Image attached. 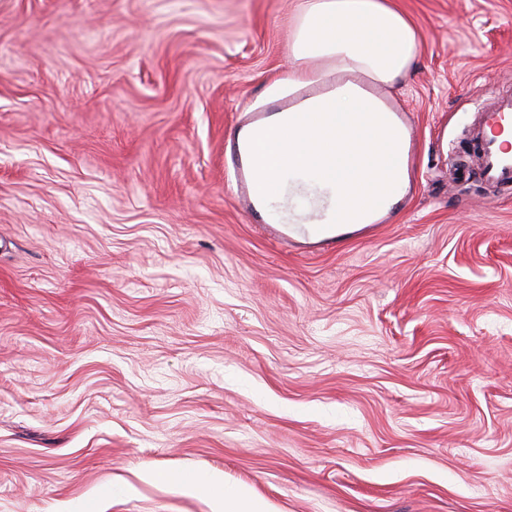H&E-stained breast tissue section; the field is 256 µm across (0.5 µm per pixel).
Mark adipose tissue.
Wrapping results in <instances>:
<instances>
[{"mask_svg":"<svg viewBox=\"0 0 512 512\" xmlns=\"http://www.w3.org/2000/svg\"><path fill=\"white\" fill-rule=\"evenodd\" d=\"M416 26L390 0H309L291 45L292 79L311 61L331 63L336 88L306 99L288 126L263 149L258 170L275 207L271 219L287 218L298 239H338L355 226L345 216L372 223L406 193L409 173L401 164L408 135L383 99L366 84L388 86L409 69L417 48ZM152 480L175 487H203L194 478L156 471ZM218 512H272L246 489L205 485Z\"/></svg>","mask_w":512,"mask_h":512,"instance_id":"obj_1","label":"adipose tissue"}]
</instances>
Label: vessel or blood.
Segmentation results:
<instances>
[{
    "label": "vessel or blood",
    "mask_w": 512,
    "mask_h": 512,
    "mask_svg": "<svg viewBox=\"0 0 512 512\" xmlns=\"http://www.w3.org/2000/svg\"><path fill=\"white\" fill-rule=\"evenodd\" d=\"M275 112H256L246 121L247 129L258 133V139H273L280 129ZM512 131V94L495 96L490 105L478 112L472 132L477 152V177L494 186L512 187V151L498 138ZM257 141L234 135L227 140L224 158L230 164L237 187L247 209L255 219H262L267 190L256 171Z\"/></svg>",
    "instance_id": "1"
}]
</instances>
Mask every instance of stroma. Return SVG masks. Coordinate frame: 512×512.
Instances as JSON below:
<instances>
[{
  "label": "stroma",
  "instance_id": "35a3bbf8",
  "mask_svg": "<svg viewBox=\"0 0 512 512\" xmlns=\"http://www.w3.org/2000/svg\"><path fill=\"white\" fill-rule=\"evenodd\" d=\"M417 159L332 244L254 223L224 140L296 95L305 0H0V512H512V190L460 180L512 0H394ZM149 477L153 481L168 483L174 487L207 489L211 501L217 505L214 510L216 512H274L266 501L250 494L244 488L227 487L218 482L202 483L194 478L163 471L149 473Z\"/></svg>",
  "mask_w": 512,
  "mask_h": 512
}]
</instances>
